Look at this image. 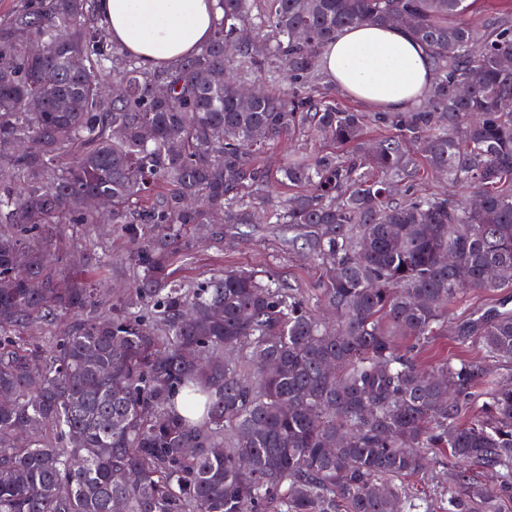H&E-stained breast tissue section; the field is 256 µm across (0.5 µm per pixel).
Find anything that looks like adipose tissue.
Wrapping results in <instances>:
<instances>
[{
	"mask_svg": "<svg viewBox=\"0 0 512 512\" xmlns=\"http://www.w3.org/2000/svg\"><path fill=\"white\" fill-rule=\"evenodd\" d=\"M95 9L112 43L154 69L209 41L216 0H96ZM320 62L336 87L387 112L416 105L432 82L427 50L408 32L391 26L343 29Z\"/></svg>",
	"mask_w": 512,
	"mask_h": 512,
	"instance_id": "1",
	"label": "adipose tissue"
}]
</instances>
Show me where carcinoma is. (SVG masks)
<instances>
[{"instance_id":"carcinoma-1","label":"carcinoma","mask_w":512,"mask_h":512,"mask_svg":"<svg viewBox=\"0 0 512 512\" xmlns=\"http://www.w3.org/2000/svg\"><path fill=\"white\" fill-rule=\"evenodd\" d=\"M254 2L218 0L210 40L152 71L100 43L94 0L0 22V512H497L512 494V380L416 360L457 295L512 288V21L472 24L476 0ZM362 24L428 48L422 103L331 102L319 57ZM256 80L285 88L243 101ZM302 136L334 150L285 163L277 200L261 155ZM427 168L480 203L421 192ZM102 196L139 268L115 301L110 262L61 277L52 251ZM217 215L303 241L335 317L255 271L175 280L181 231ZM33 323L52 351L18 335ZM455 335L512 367V309Z\"/></svg>"}]
</instances>
